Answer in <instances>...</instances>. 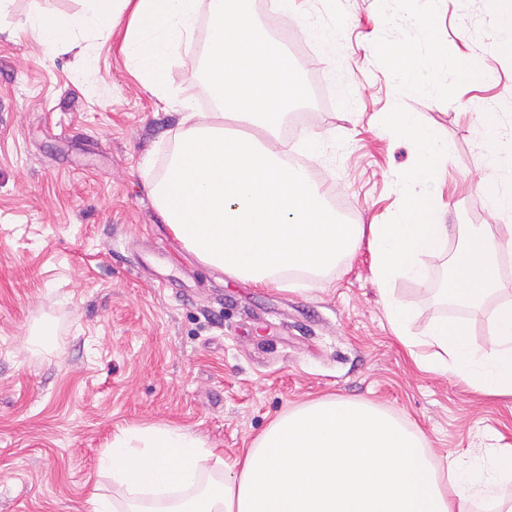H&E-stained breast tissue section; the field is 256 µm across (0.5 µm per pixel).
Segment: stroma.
<instances>
[{"mask_svg": "<svg viewBox=\"0 0 512 512\" xmlns=\"http://www.w3.org/2000/svg\"><path fill=\"white\" fill-rule=\"evenodd\" d=\"M307 7L341 28L335 70L316 55L303 62L331 90L307 121L326 146L316 181L340 220L383 224L400 202L410 151L382 131L383 114L410 113L451 146L440 171L447 251L425 257L424 282L393 285L410 333L422 336L449 315L440 290L459 225L495 222L488 192L501 175L483 145L512 138V55L494 42L502 19L489 0H443L434 16L427 0ZM82 8L13 0L0 14V512H90L93 489L112 492L100 458L121 431L182 428L229 462L279 415L322 397L391 412L459 473L489 469L512 447V398L416 367L385 319L368 244L323 284L290 273L289 290L233 278L184 245L150 189L182 139L181 100L200 110L211 94L184 53L170 60L161 98L132 74L118 36H80L48 53L28 29L33 17ZM421 20L463 64L436 102L389 74V47ZM84 54L93 67L80 64ZM510 300L512 275H502L468 309L475 345L489 342L488 318ZM37 332L53 336L52 353L31 349Z\"/></svg>", "mask_w": 512, "mask_h": 512, "instance_id": "stroma-1", "label": "stroma"}]
</instances>
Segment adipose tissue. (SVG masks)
<instances>
[{
  "label": "adipose tissue",
  "mask_w": 512,
  "mask_h": 512,
  "mask_svg": "<svg viewBox=\"0 0 512 512\" xmlns=\"http://www.w3.org/2000/svg\"><path fill=\"white\" fill-rule=\"evenodd\" d=\"M81 13L59 23L36 17L30 29L47 50L89 32L127 27L121 51L143 85L161 92L172 54L192 51L199 0H83ZM245 0H209L210 38L206 75L218 94L210 115L182 101L185 135L172 153L154 193L163 218L205 264L262 287L283 288L293 269L321 284L327 269L348 260L361 242L372 254V275L382 291L387 322L424 371H446L488 396L512 397V302L491 314V341L471 342L467 321L440 319L421 338L408 334L409 310L392 293L396 280L424 281L423 258L444 252L448 205L433 185L448 160L446 138L417 125L408 113L386 114L382 130L411 138L413 158L400 180L401 205L389 223L341 224L307 166L290 163L299 149L320 162L313 138L294 143L287 135L289 100L277 116L261 101L240 105V71L251 65L256 45L269 43ZM281 16H293L311 37L328 68L336 66L337 30L301 10L299 0H269ZM393 72L409 91L429 99L447 91L458 63L447 51L432 59L411 44L394 53ZM308 223H296L299 214ZM461 248L446 292L481 305L497 287L495 270L512 255V225L458 227ZM113 496L92 494V512H471L475 495L490 483L512 484V448L494 456L492 479L469 473L449 486L423 437L401 419L366 402L323 398L276 419L232 464L216 457L191 432L164 424L116 434L101 458Z\"/></svg>",
  "instance_id": "obj_1"
}]
</instances>
